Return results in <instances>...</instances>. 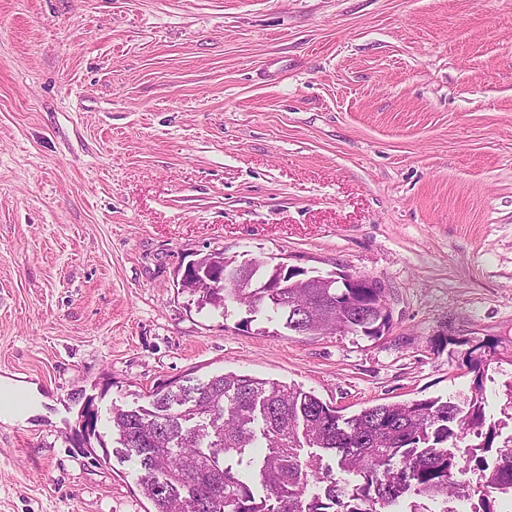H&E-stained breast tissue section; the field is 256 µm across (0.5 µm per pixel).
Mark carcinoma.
<instances>
[{
    "instance_id": "obj_1",
    "label": "carcinoma",
    "mask_w": 512,
    "mask_h": 512,
    "mask_svg": "<svg viewBox=\"0 0 512 512\" xmlns=\"http://www.w3.org/2000/svg\"><path fill=\"white\" fill-rule=\"evenodd\" d=\"M199 273L224 275L222 288H181L199 294V305L238 303L268 311L301 333L336 330V309L346 333L377 337L389 324L383 288H367L334 275L283 283L278 272L255 260L237 262L222 252L199 261ZM150 407L117 410L112 454L135 459L140 488L154 512H385L408 493L424 500L471 496L464 461L492 443L483 435L485 412L476 397L468 409L451 401L418 399L380 403L344 417L315 394L275 380L222 373L205 382L158 387ZM477 443L455 453L458 441ZM262 444H257V441ZM265 455L255 478L267 490L255 496L227 464L248 448ZM319 448L336 459V471L314 472ZM363 479L358 498L345 500V477ZM319 491L308 494L309 478ZM484 496L512 488V445L482 470Z\"/></svg>"
}]
</instances>
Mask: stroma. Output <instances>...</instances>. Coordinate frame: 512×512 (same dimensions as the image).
Returning a JSON list of instances; mask_svg holds the SVG:
<instances>
[{
	"label": "stroma",
	"mask_w": 512,
	"mask_h": 512,
	"mask_svg": "<svg viewBox=\"0 0 512 512\" xmlns=\"http://www.w3.org/2000/svg\"><path fill=\"white\" fill-rule=\"evenodd\" d=\"M213 250L378 280L390 327L198 306ZM229 372L345 416L480 395L512 440V0H0V377L41 399L0 512H152L114 409Z\"/></svg>",
	"instance_id": "stroma-1"
}]
</instances>
